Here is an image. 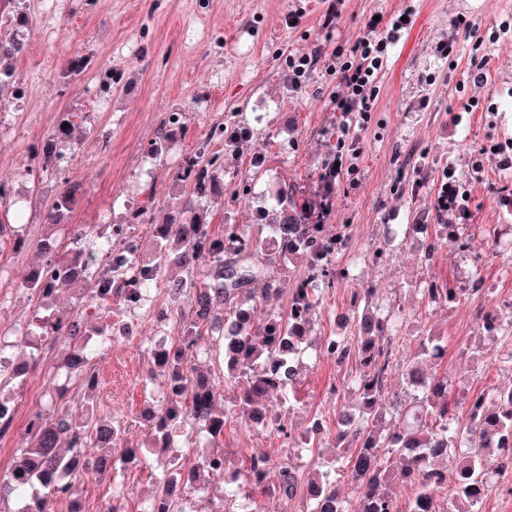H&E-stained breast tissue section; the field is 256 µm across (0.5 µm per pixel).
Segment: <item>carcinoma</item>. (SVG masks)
<instances>
[{
  "mask_svg": "<svg viewBox=\"0 0 512 512\" xmlns=\"http://www.w3.org/2000/svg\"><path fill=\"white\" fill-rule=\"evenodd\" d=\"M24 9V0H0V25L23 21ZM23 50L24 42L17 36L1 38L0 62L18 58ZM77 129L75 116L63 113L48 136L47 148L33 155L31 163L47 168L56 159L58 146L77 149L81 142ZM171 131L163 127L149 147L151 155L168 151ZM174 177L189 190L190 199L165 222H146L155 205L154 188L146 185L140 192L143 200L128 209L127 223L108 225L106 242L115 241L117 246L112 248L104 280L94 282L82 273L81 267L95 262L97 256L89 250L93 237L87 231L71 230L64 248L54 239H42L33 246L20 231H14L15 250L33 246L40 254V261L23 278L26 290L49 299L61 287L78 283L81 292L69 317L62 319L45 306L9 345L24 360L8 361L7 371L0 374V394L6 383L25 376L35 364L33 336L48 339L58 349L59 365L52 378L63 376L65 381L55 387L47 412L36 414L22 433L13 463L0 474V499L15 495L26 502L39 500L37 509L22 512H53L60 501L67 503L68 512H83L72 476L109 472L116 476L112 498L124 497V483L118 476L142 466L144 459L141 449L132 446L115 454L126 428L118 418L98 415L94 399L99 378L87 336L98 332L91 325L90 310L114 297L124 300L141 289L185 296L184 305L168 314L179 336L165 350L149 348L150 376L164 378L168 395L142 412L153 437L152 447L160 453L162 474L153 494L167 500L169 512H182L184 495L201 488L204 478L223 477L227 472L231 479L224 481V491L238 497L237 512H264L262 500L293 497L300 488L309 501L308 512H474L502 475L492 461L500 439L512 435V387L487 388L472 396L453 391L448 376L429 374L423 368L429 360L441 357L447 341L421 336L416 356L401 369L404 394L391 391V374L399 364L400 344L406 340L399 332L407 315L400 308L384 316L369 311L373 303L369 288L352 296L348 316L352 335L322 340L326 356L337 366L355 365L354 375L345 383L351 401L334 414L335 458L320 463L324 471L302 486L285 457L253 456L230 470L221 469L226 461L224 429L232 422L241 421L293 442L292 431L272 414L268 399L277 392L282 403H291L290 392L297 382L280 384L278 371L290 366L294 376H299L302 358L315 347L312 318L320 289L335 284V273L329 271L334 254L325 239H336L339 252L347 246L348 235L330 229L336 192L326 191L322 174L309 193L293 184L282 186L272 219H267L265 210L258 212V221H269L265 239L237 224L206 222L203 198L224 188V162L207 145L189 152L185 166L176 167ZM78 190L77 185H64L49 207L47 223H61L77 203ZM138 224L146 225L153 240L151 260L143 258L134 239ZM290 256L304 262L296 288L285 311H268L263 298L279 293L271 267ZM257 281L267 285L262 298L251 291ZM417 292L429 302L446 306L459 303L466 295L463 288H448L434 280ZM481 329L491 338L501 334L510 340L512 318L483 319ZM208 341L210 357L224 365L220 380L186 362L190 346ZM73 384L83 392L85 415L79 421L70 413ZM463 401L468 403V412L461 420L456 409ZM323 421L318 415L309 422L298 441L301 449L313 447L325 431ZM196 427L206 432L207 444L193 451L195 464L187 465L168 443L189 436ZM88 448L97 449V454H87ZM450 457L456 468L451 485L448 468L440 465ZM272 469L279 471L275 485L267 482ZM340 473L359 490L354 509L341 496L336 483ZM392 479L417 489L403 507L387 491ZM439 490L447 492L445 508L434 496Z\"/></svg>",
  "mask_w": 512,
  "mask_h": 512,
  "instance_id": "obj_1",
  "label": "carcinoma"
}]
</instances>
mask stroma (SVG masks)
I'll use <instances>...</instances> for the list:
<instances>
[{
    "mask_svg": "<svg viewBox=\"0 0 512 512\" xmlns=\"http://www.w3.org/2000/svg\"><path fill=\"white\" fill-rule=\"evenodd\" d=\"M331 0H32L26 9L27 46L15 60L20 100H0V178L23 207L22 229L33 242L50 230L44 213L64 182L80 184L82 197L66 227H93L124 221L140 185L156 190L154 223L188 198L172 172L180 152L208 138L213 123L254 130L234 153L213 143L224 157V191L205 203L212 224L252 225L260 206L281 186L309 188L331 160L342 118L331 104L337 90L326 52L353 46L372 14L390 18L411 12L412 23L398 44L388 47L378 74L372 120L358 133L357 172L336 180L331 229H346L350 243L335 260L340 277L322 289L314 317L321 336H345L339 316L353 293L374 289L377 300H396L409 314L403 357H412L416 336L447 338L448 351L436 371L478 392L512 386V366L501 363V340L481 337L476 311L503 314L512 305V274L500 243L512 236V0H343L341 16L325 24ZM466 18L470 29L456 27ZM454 45L451 59L437 51ZM87 57L84 72L67 73L74 55ZM311 65L293 86L290 59ZM114 83L105 109L93 102L104 73ZM186 114L184 132L170 151L152 158L146 149L167 113ZM83 118L87 134L67 152L63 175L33 183L34 147L56 127L63 113ZM499 145L489 153V145ZM452 171L461 197L457 209L438 212L436 200L445 171ZM253 189L242 193L241 182ZM464 217L459 240L435 232L397 236L408 224H444ZM37 260L31 248L13 254L0 271V330L26 327L39 304L23 293L22 280ZM460 288L483 283L487 292L453 308L421 300L429 278ZM157 330L140 316L134 339L116 340L95 360L102 414L124 421L125 441L138 444L148 430L140 413L148 357L142 341ZM56 351L42 347L37 363L17 391L19 406L11 434L0 438V472L7 470L29 417L47 406ZM352 367L327 357L306 359L293 409L273 399V414L303 432L315 415L333 419L337 401L331 385H342ZM231 462L254 455H287L301 480L316 461L334 457L336 430L305 451L284 448L272 433L241 422L224 430Z\"/></svg>",
    "mask_w": 512,
    "mask_h": 512,
    "instance_id": "1",
    "label": "stroma"
}]
</instances>
